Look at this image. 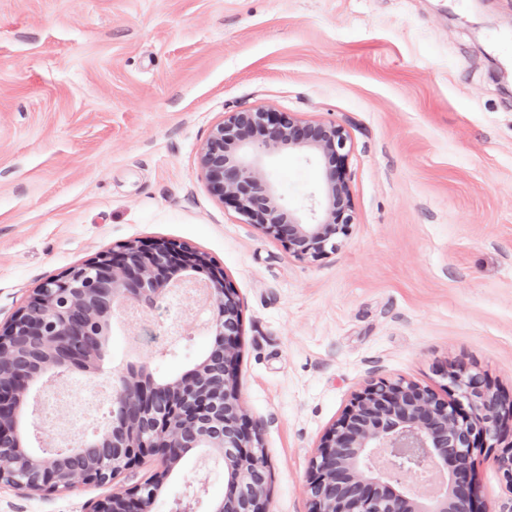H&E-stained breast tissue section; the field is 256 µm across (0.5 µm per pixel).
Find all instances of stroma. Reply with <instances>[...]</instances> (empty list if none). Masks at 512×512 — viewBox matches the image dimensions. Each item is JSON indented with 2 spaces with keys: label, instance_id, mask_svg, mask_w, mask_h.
I'll return each instance as SVG.
<instances>
[{
  "label": "stroma",
  "instance_id": "obj_1",
  "mask_svg": "<svg viewBox=\"0 0 512 512\" xmlns=\"http://www.w3.org/2000/svg\"><path fill=\"white\" fill-rule=\"evenodd\" d=\"M293 112L341 125L354 222L299 259L210 189L199 151L224 116ZM285 203L321 168L265 159ZM224 268L242 316L239 374L270 466V512H309L324 432L370 374L444 393L450 364L512 398V0H0V327L41 283L137 240ZM186 325L161 350L112 319L104 379H170L204 357ZM58 493L0 486V512H90L159 470ZM224 470L188 454L155 512ZM494 512L502 473L477 457Z\"/></svg>",
  "mask_w": 512,
  "mask_h": 512
}]
</instances>
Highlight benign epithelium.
I'll return each mask as SVG.
<instances>
[{
  "mask_svg": "<svg viewBox=\"0 0 512 512\" xmlns=\"http://www.w3.org/2000/svg\"><path fill=\"white\" fill-rule=\"evenodd\" d=\"M347 142L336 124H304L291 113L262 108L233 112L212 129L200 166L213 190L249 223L289 254L315 259L335 249L337 236L347 234L353 221L351 189L341 171ZM284 148L324 162L319 212L309 220L282 203L264 172V155ZM201 272L204 281L196 277ZM194 288L206 291L213 311L206 325L221 348L224 382L203 385L200 361L172 379L166 392L146 367L129 366L112 378V429L69 452H93L112 436L118 451L101 459L99 472L116 475L148 456L160 457L166 470L196 450L224 465V497L212 502L210 512H269L268 461L240 390L239 300L224 269L201 252L164 239L129 242L44 283L0 330V368L11 364L12 350L23 341L35 339L46 348L65 343L72 309L97 291L105 312L86 331L95 337L105 334L115 312L132 306L142 313ZM75 370L99 375L97 366L85 370L78 360L47 358L38 362V375L17 371L0 386V443L14 447L0 457V485L26 489L33 463L53 459L23 448L18 409L36 402L34 380L53 382ZM447 378L446 400L415 382L376 374L355 390L311 462L309 512H492L473 480L475 452L494 454L512 488V400L478 370L461 366ZM161 475L113 490L93 512H153ZM95 481V473L74 470L63 485L47 467L38 490L71 491ZM203 491L201 482L189 488L173 512H195Z\"/></svg>",
  "mask_w": 512,
  "mask_h": 512,
  "instance_id": "1",
  "label": "benign epithelium"
}]
</instances>
